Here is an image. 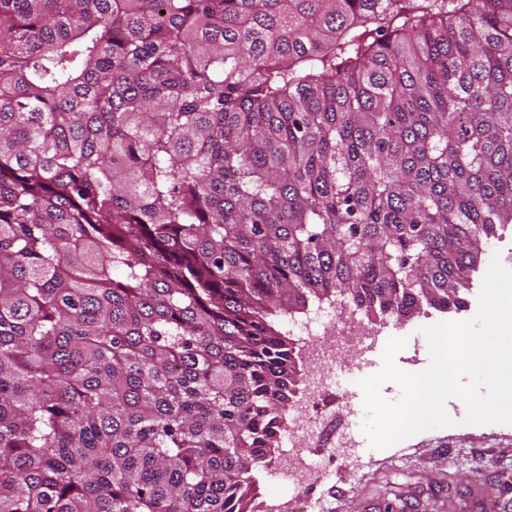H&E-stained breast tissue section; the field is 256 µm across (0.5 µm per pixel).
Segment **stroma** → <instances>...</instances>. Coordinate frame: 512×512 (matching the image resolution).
I'll return each instance as SVG.
<instances>
[{
  "instance_id": "stroma-1",
  "label": "stroma",
  "mask_w": 512,
  "mask_h": 512,
  "mask_svg": "<svg viewBox=\"0 0 512 512\" xmlns=\"http://www.w3.org/2000/svg\"><path fill=\"white\" fill-rule=\"evenodd\" d=\"M496 256L512 268V224L486 243L464 307L448 312L426 307L410 318L380 323L358 311L355 335L403 337L396 366L412 374L425 370L430 355L423 328L473 319L483 278ZM444 408L454 426L422 431L384 448L349 451L330 460L327 472L296 493L257 469L256 512H512V424H465L467 407L457 398L448 399ZM319 416L316 454L324 441L346 437L349 421L364 423L366 412L361 399L346 405L330 396Z\"/></svg>"
}]
</instances>
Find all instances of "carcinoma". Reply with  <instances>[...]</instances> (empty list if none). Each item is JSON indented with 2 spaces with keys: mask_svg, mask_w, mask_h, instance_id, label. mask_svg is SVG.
Masks as SVG:
<instances>
[{
  "mask_svg": "<svg viewBox=\"0 0 512 512\" xmlns=\"http://www.w3.org/2000/svg\"><path fill=\"white\" fill-rule=\"evenodd\" d=\"M512 224V0H0V512H255L273 317L458 309Z\"/></svg>",
  "mask_w": 512,
  "mask_h": 512,
  "instance_id": "cac0c4a2",
  "label": "carcinoma"
}]
</instances>
